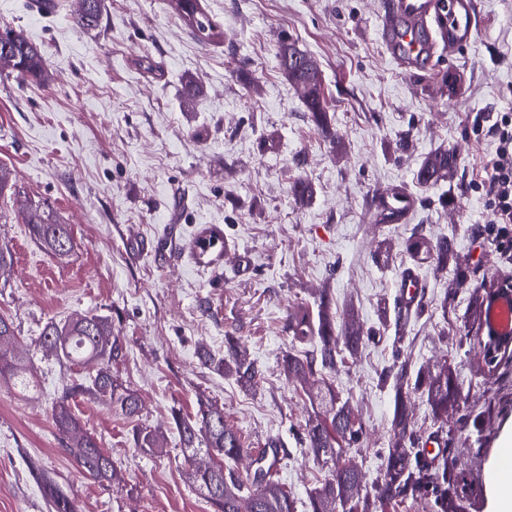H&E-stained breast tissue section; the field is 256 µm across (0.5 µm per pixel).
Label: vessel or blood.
<instances>
[{
  "label": "vessel or blood",
  "instance_id": "vessel-or-blood-1",
  "mask_svg": "<svg viewBox=\"0 0 512 512\" xmlns=\"http://www.w3.org/2000/svg\"><path fill=\"white\" fill-rule=\"evenodd\" d=\"M436 0H387L381 16L380 39L390 56L401 66H416L429 61L438 48L439 40L458 43L473 32V9L468 0H448L445 23L432 28L436 15ZM399 304L413 307L420 299L424 284L413 269L401 276ZM485 328L500 335H512V295L487 305Z\"/></svg>",
  "mask_w": 512,
  "mask_h": 512
}]
</instances>
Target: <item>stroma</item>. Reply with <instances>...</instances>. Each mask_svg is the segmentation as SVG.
Listing matches in <instances>:
<instances>
[{
  "mask_svg": "<svg viewBox=\"0 0 512 512\" xmlns=\"http://www.w3.org/2000/svg\"><path fill=\"white\" fill-rule=\"evenodd\" d=\"M384 0H206L224 41L205 46L164 0H103L101 23L78 26L71 10L44 15L29 0H0V27L20 30L43 53L49 78L0 76V165L12 191L71 227V256L59 259L31 239L23 214L0 223L12 254L0 275V314L15 326L19 355H31L37 388L20 392L0 376V512H48L31 469L39 467L77 512H212L189 484L172 412L195 416L222 406L252 448L277 440L278 479L308 512V492L327 479L302 441L313 408L281 358L291 345L290 311L328 291L336 310L354 307L366 336L332 378L362 421L346 457L372 489L393 436L391 387L381 377L396 358L411 370L449 362L460 404L474 420L458 431L457 467L472 486L468 512H492L485 477L512 434V370L478 376V345L459 346L475 289L506 279L488 240L481 187L492 151L475 114L512 113V0H478L471 40L404 69L378 34ZM289 35L317 61L336 129L325 138L307 119L302 93L282 74L277 49ZM159 66L152 75L142 56ZM461 78L456 92L441 81ZM200 93L186 98V81ZM273 148L261 149L267 135ZM458 154L450 180L424 187L422 159ZM309 181L307 205L291 185ZM400 185L415 205L406 223H375L368 203ZM447 238L448 263L413 264L405 240L414 225ZM219 226L226 246L198 257L200 231ZM415 265L426 288L422 315L403 331L382 323L394 308L397 273ZM109 316L127 345L118 366L142 399L139 417L75 398L72 410L121 470V488L83 477L65 451L52 406L87 368L62 367L39 350L49 321ZM233 335L262 371L259 384L204 368L200 348L224 351ZM141 427L163 431L166 453L135 447Z\"/></svg>",
  "mask_w": 512,
  "mask_h": 512,
  "instance_id": "35a3bbf8",
  "label": "stroma"
}]
</instances>
